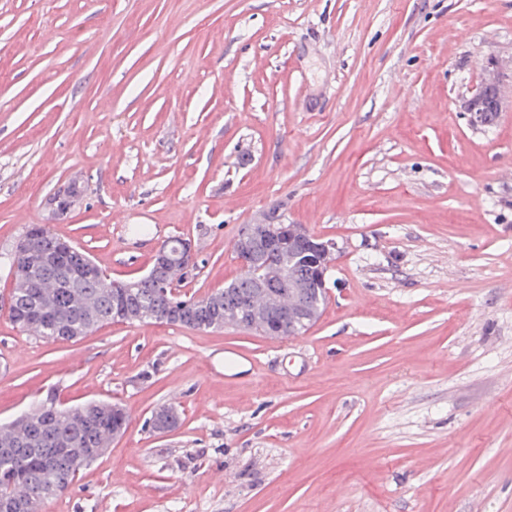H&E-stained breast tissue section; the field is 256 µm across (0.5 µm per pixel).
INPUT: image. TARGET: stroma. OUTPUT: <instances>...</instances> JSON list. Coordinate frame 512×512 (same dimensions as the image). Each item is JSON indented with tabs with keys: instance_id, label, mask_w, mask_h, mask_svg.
I'll return each mask as SVG.
<instances>
[{
	"instance_id": "obj_1",
	"label": "stroma",
	"mask_w": 512,
	"mask_h": 512,
	"mask_svg": "<svg viewBox=\"0 0 512 512\" xmlns=\"http://www.w3.org/2000/svg\"><path fill=\"white\" fill-rule=\"evenodd\" d=\"M490 58L505 103L475 126ZM507 168L512 0H0V426L47 400L128 416L44 512H512ZM273 210L338 245L299 335L9 317L28 225L119 281L191 239L177 292L201 298ZM33 255L34 250L28 245L26 239L17 244L8 260L10 274L13 280L15 279L17 272L28 270Z\"/></svg>"
}]
</instances>
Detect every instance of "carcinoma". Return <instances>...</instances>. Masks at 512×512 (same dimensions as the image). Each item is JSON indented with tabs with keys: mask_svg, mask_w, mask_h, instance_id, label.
Wrapping results in <instances>:
<instances>
[{
	"mask_svg": "<svg viewBox=\"0 0 512 512\" xmlns=\"http://www.w3.org/2000/svg\"><path fill=\"white\" fill-rule=\"evenodd\" d=\"M60 238L50 228L35 236V246L46 253V261L28 273L29 287L11 292L14 303L11 321L26 332L46 340H73L87 335L107 322L159 321L194 329L191 322L214 320L215 329L224 328V315L240 314L246 307H265L274 301L288 305L279 294V273L300 281L304 288L297 295L298 305L319 313L324 298L314 288L320 266L319 255L307 242L295 240L275 254L260 241L242 266L238 277L218 290L217 307L203 305L206 298H181L173 288L181 278L178 272L164 277L168 294L162 296L154 281L139 277L134 287L119 289L112 279H88L63 287L66 272L52 255ZM133 317L117 313V298ZM123 408L99 409L89 402L61 410L48 423L32 422L15 429L19 440L6 455L0 453V494L24 501V512L65 493L81 470L90 465L84 458L124 429Z\"/></svg>",
	"mask_w": 512,
	"mask_h": 512,
	"instance_id": "cac0c4a2",
	"label": "carcinoma"
}]
</instances>
